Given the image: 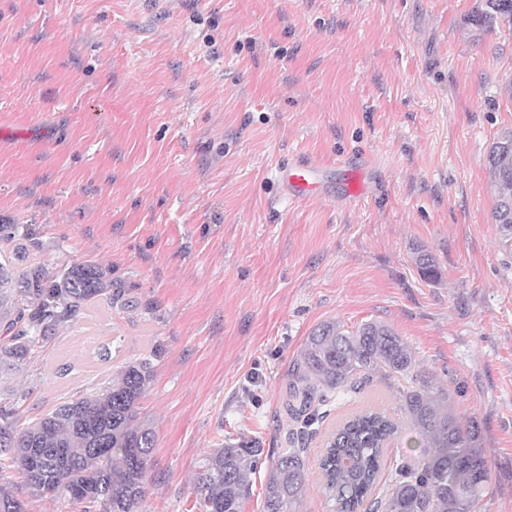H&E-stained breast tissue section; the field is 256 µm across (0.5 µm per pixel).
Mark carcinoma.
I'll list each match as a JSON object with an SVG mask.
<instances>
[{
  "label": "carcinoma",
  "instance_id": "cac0c4a2",
  "mask_svg": "<svg viewBox=\"0 0 512 512\" xmlns=\"http://www.w3.org/2000/svg\"><path fill=\"white\" fill-rule=\"evenodd\" d=\"M512 25V0H485L475 25ZM496 190L493 212L501 242L512 245V130L503 131L488 156ZM31 224H0V377L36 360L59 329L78 321L92 301L129 307L127 291L112 271L91 263L59 270L30 259ZM410 345L393 328L368 321L354 331L327 322L308 336L288 383L286 414L311 426L336 391L357 389L374 377L395 389L424 452L396 464L393 483L368 512H476L486 493L489 468L475 446L477 429L451 413L453 393L415 370ZM153 380L151 359L120 367L116 382L61 401L51 412L20 426L16 403L27 394L0 398V461L25 478L31 497L67 498L79 512H142L144 477L154 438L138 422L137 405ZM401 426L386 413L368 410L338 427L326 441L320 470L333 512H356L378 480L380 458ZM304 449L284 448L271 458L264 512H302ZM263 449L231 441L200 474L202 512H241ZM0 512H26L17 492L0 487Z\"/></svg>",
  "mask_w": 512,
  "mask_h": 512
}]
</instances>
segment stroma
I'll use <instances>...</instances> for the list:
<instances>
[{"label": "stroma", "mask_w": 512, "mask_h": 512, "mask_svg": "<svg viewBox=\"0 0 512 512\" xmlns=\"http://www.w3.org/2000/svg\"><path fill=\"white\" fill-rule=\"evenodd\" d=\"M480 0H0V224L41 258L99 264L135 302L91 304L24 370L22 422L152 356L138 418L155 436L145 512H199L225 441L304 451L302 512H331L330 433L380 380L290 437L289 372L310 333L377 320L453 389L512 512V249L493 219L489 148L512 130V26ZM328 165L290 203L278 163ZM370 187L346 204L337 161ZM432 255L438 275L419 269ZM473 21L481 29L494 27L504 21L512 25V0H485V7L482 5Z\"/></svg>", "instance_id": "35a3bbf8"}]
</instances>
